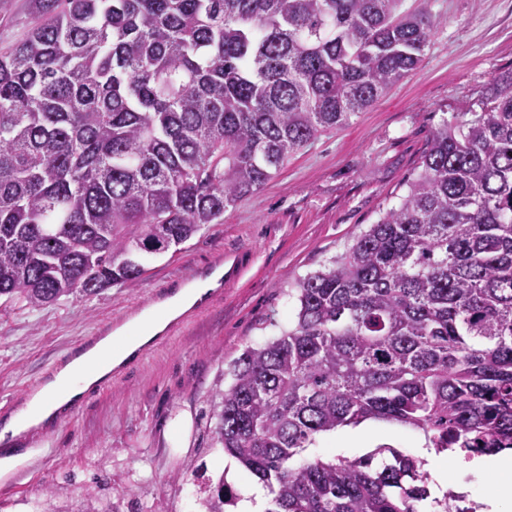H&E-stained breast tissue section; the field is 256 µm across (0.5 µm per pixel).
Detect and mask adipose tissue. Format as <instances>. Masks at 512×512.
<instances>
[{"mask_svg":"<svg viewBox=\"0 0 512 512\" xmlns=\"http://www.w3.org/2000/svg\"><path fill=\"white\" fill-rule=\"evenodd\" d=\"M214 283V277L210 276L185 286L163 303L159 310L137 318L135 331L103 336L96 345L65 362L14 416L0 426V430L16 437L55 418L114 368L132 360L139 349L157 337L169 320L192 307L204 288Z\"/></svg>","mask_w":512,"mask_h":512,"instance_id":"ef3b65f1","label":"adipose tissue"}]
</instances>
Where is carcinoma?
I'll list each match as a JSON object with an SVG mask.
<instances>
[{"mask_svg": "<svg viewBox=\"0 0 512 512\" xmlns=\"http://www.w3.org/2000/svg\"><path fill=\"white\" fill-rule=\"evenodd\" d=\"M35 2L0 52V297L32 307L135 280L145 242L219 223L415 70L436 26L402 0ZM297 291L294 324L242 354L217 403L214 440L267 512H431L425 461L395 448L297 460L366 420L438 453L512 450V72ZM234 498L219 477L209 512Z\"/></svg>", "mask_w": 512, "mask_h": 512, "instance_id": "cac0c4a2", "label": "carcinoma"}]
</instances>
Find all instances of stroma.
<instances>
[{
	"instance_id": "stroma-1",
	"label": "stroma",
	"mask_w": 512,
	"mask_h": 512,
	"mask_svg": "<svg viewBox=\"0 0 512 512\" xmlns=\"http://www.w3.org/2000/svg\"><path fill=\"white\" fill-rule=\"evenodd\" d=\"M439 17L419 67L343 127L293 154L221 223L146 256L136 280L32 308L0 298V420L37 392L71 348L151 308L164 288L209 273L225 250L244 252L240 279L133 362L111 384L39 431L11 439L20 458L0 473V512H207V478L228 471L213 445L212 399L242 353L294 319L296 285L323 270L396 205L442 120L468 111L494 77L512 71V0H404ZM32 0H0V49L24 40ZM318 436L306 458L354 459L380 446L418 454L421 433L383 421Z\"/></svg>"
}]
</instances>
